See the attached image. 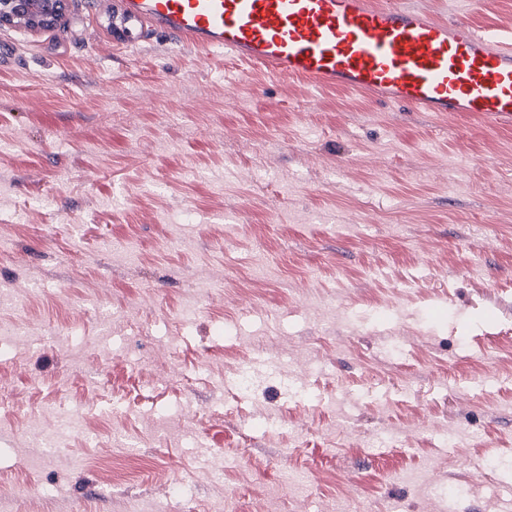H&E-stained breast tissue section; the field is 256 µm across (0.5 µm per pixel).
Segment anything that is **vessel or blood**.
<instances>
[{
  "mask_svg": "<svg viewBox=\"0 0 512 512\" xmlns=\"http://www.w3.org/2000/svg\"><path fill=\"white\" fill-rule=\"evenodd\" d=\"M276 76L417 112L512 118V39L402 0H115L112 33L143 22Z\"/></svg>",
  "mask_w": 512,
  "mask_h": 512,
  "instance_id": "vessel-or-blood-1",
  "label": "vessel or blood"
}]
</instances>
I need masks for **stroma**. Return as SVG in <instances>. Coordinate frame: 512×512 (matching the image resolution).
<instances>
[{
    "label": "stroma",
    "mask_w": 512,
    "mask_h": 512,
    "mask_svg": "<svg viewBox=\"0 0 512 512\" xmlns=\"http://www.w3.org/2000/svg\"><path fill=\"white\" fill-rule=\"evenodd\" d=\"M112 2L0 26V512H512V119L118 43Z\"/></svg>",
    "instance_id": "stroma-1"
}]
</instances>
